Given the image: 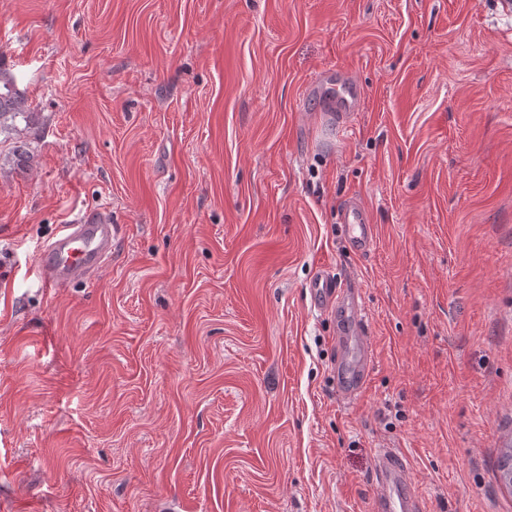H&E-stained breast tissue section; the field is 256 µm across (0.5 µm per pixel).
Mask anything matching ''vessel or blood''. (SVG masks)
Here are the masks:
<instances>
[{
    "mask_svg": "<svg viewBox=\"0 0 512 512\" xmlns=\"http://www.w3.org/2000/svg\"><path fill=\"white\" fill-rule=\"evenodd\" d=\"M340 114L356 111L360 105V88L352 81L339 80L331 87ZM340 221L354 249L369 251L373 244V226L367 212L357 203H348L341 211ZM119 231L102 215H86L64 225L42 249L39 267L45 286L63 288L79 279L88 278L108 258ZM315 307L323 309L341 305L344 322L339 341L356 345L357 356L345 358L336 367L339 391L353 399L364 390L372 357L364 314L354 299L351 288L338 283L333 274L320 272L310 283ZM409 467L400 454L381 452L376 460L374 475L379 488L373 501V512H420V503L407 480Z\"/></svg>",
    "mask_w": 512,
    "mask_h": 512,
    "instance_id": "vessel-or-blood-1",
    "label": "vessel or blood"
}]
</instances>
